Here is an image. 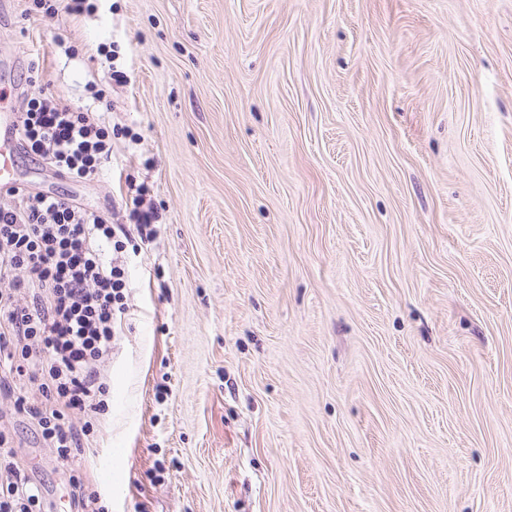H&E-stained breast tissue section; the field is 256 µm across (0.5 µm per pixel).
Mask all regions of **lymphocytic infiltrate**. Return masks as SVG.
<instances>
[{
    "instance_id": "f902f5d3",
    "label": "lymphocytic infiltrate",
    "mask_w": 512,
    "mask_h": 512,
    "mask_svg": "<svg viewBox=\"0 0 512 512\" xmlns=\"http://www.w3.org/2000/svg\"><path fill=\"white\" fill-rule=\"evenodd\" d=\"M25 154L71 182L93 181L112 159L121 128L103 113L46 94L18 114ZM0 206V396L38 426L57 461L68 466L74 512H105L71 462L97 433L108 386L101 374L127 312L128 273L115 254L131 234L151 240V212L134 226L105 212L25 188ZM12 440L0 432V512H42V491L22 477Z\"/></svg>"
}]
</instances>
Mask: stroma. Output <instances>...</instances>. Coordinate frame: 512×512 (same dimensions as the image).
I'll return each instance as SVG.
<instances>
[{
	"mask_svg": "<svg viewBox=\"0 0 512 512\" xmlns=\"http://www.w3.org/2000/svg\"><path fill=\"white\" fill-rule=\"evenodd\" d=\"M6 2L0 109L88 104L113 64L140 138L17 181L123 224L131 175L159 213L72 462L109 512H512V0ZM0 431L70 512L3 397ZM37 9H40L45 17L54 18L58 15L59 8L56 2H66L64 9L71 16H80L89 12L91 6L86 3L88 0H33Z\"/></svg>",
	"mask_w": 512,
	"mask_h": 512,
	"instance_id": "1",
	"label": "stroma"
}]
</instances>
